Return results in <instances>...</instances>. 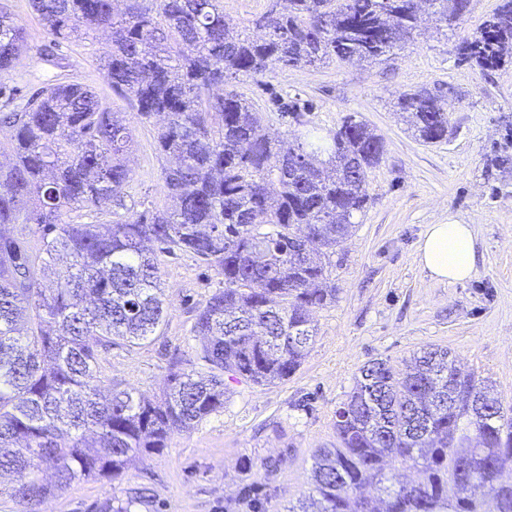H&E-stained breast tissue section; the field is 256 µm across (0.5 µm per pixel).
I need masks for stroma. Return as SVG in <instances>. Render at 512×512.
<instances>
[{
    "label": "stroma",
    "instance_id": "35a3bbf8",
    "mask_svg": "<svg viewBox=\"0 0 512 512\" xmlns=\"http://www.w3.org/2000/svg\"><path fill=\"white\" fill-rule=\"evenodd\" d=\"M500 2L470 0L468 12L449 25L423 16L414 37L382 62L277 67L231 82V90L261 112L270 138L300 133L305 125L327 132L353 115L384 139V156L369 175L371 200L352 237L330 256L336 298L314 311L316 334L294 375L256 385L225 374L223 409L174 434L167 448L120 478L76 482L48 497L45 512H101L107 501L130 497L138 500L135 512H252L240 491L254 482L262 486L265 512H284L309 491L314 450L336 447V410L360 368L379 359L399 370L430 345L448 349L461 370L492 381L512 402V172L490 177L483 168L484 158L502 149L504 128L512 123V65L484 74L459 64L454 53ZM0 3L27 43L0 81L36 87L71 78L90 87L131 130L127 206L138 213L170 206L163 179L169 161L155 149L156 125L142 120L106 77L107 33L57 44L30 0ZM222 4L225 17L250 33L269 10L288 9L287 0ZM51 43L57 46L53 62L41 54ZM417 87L447 103V141L421 142L395 111L397 97ZM293 102L311 106L303 125L280 112ZM448 223L474 227L476 273L462 283L434 281L416 258L426 226ZM158 261L164 323L142 344L102 351L97 372L104 387L150 398L166 388L174 358L193 360L196 314L224 282L190 253H162ZM269 459L278 469L267 475L261 465Z\"/></svg>",
    "mask_w": 512,
    "mask_h": 512
}]
</instances>
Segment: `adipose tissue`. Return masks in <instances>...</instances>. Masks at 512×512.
Segmentation results:
<instances>
[{
	"mask_svg": "<svg viewBox=\"0 0 512 512\" xmlns=\"http://www.w3.org/2000/svg\"><path fill=\"white\" fill-rule=\"evenodd\" d=\"M419 264L438 282L461 283L476 272L475 238L469 224H431L417 246Z\"/></svg>",
	"mask_w": 512,
	"mask_h": 512,
	"instance_id": "obj_1",
	"label": "adipose tissue"
}]
</instances>
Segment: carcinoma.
Returning a JSON list of instances; mask_svg holds the SVG:
<instances>
[{
    "label": "carcinoma",
    "mask_w": 512,
    "mask_h": 512,
    "mask_svg": "<svg viewBox=\"0 0 512 512\" xmlns=\"http://www.w3.org/2000/svg\"><path fill=\"white\" fill-rule=\"evenodd\" d=\"M31 0L56 39L111 33L105 67L138 114L163 118L156 149L171 207L126 215L132 144L119 113L77 81L28 94L0 85V128L14 160L0 164V479L9 496L39 512L50 495L96 477L117 479L129 462L159 453L171 436L224 408V373L261 384L298 370L314 336L312 312L336 298L327 251L351 235L368 201L369 172L383 138L344 118L326 135L312 128L273 143L261 113L233 91L213 88L276 66L381 60L413 37L420 10L460 19L469 0H288L261 20L265 35L232 32L220 0ZM26 49L0 7V74ZM483 73L512 63V0L457 47ZM396 105L427 144L448 138L445 102L428 89ZM93 207L107 224H76ZM23 223L12 236L2 229ZM35 225L32 249L26 225ZM189 252L224 277L197 314L202 371L172 364L160 401L104 394L94 380L99 349L134 346L155 334L164 312L157 255ZM65 271L37 272L59 254ZM338 447L314 453L309 492L287 512H479L465 495L476 481L512 512V405L488 382L462 373L446 349L414 356L405 371L382 360L360 368L336 410ZM409 463L411 482L387 477V459ZM49 469L53 480L40 473ZM461 495L448 498V480Z\"/></svg>",
    "instance_id": "cac0c4a2"
}]
</instances>
